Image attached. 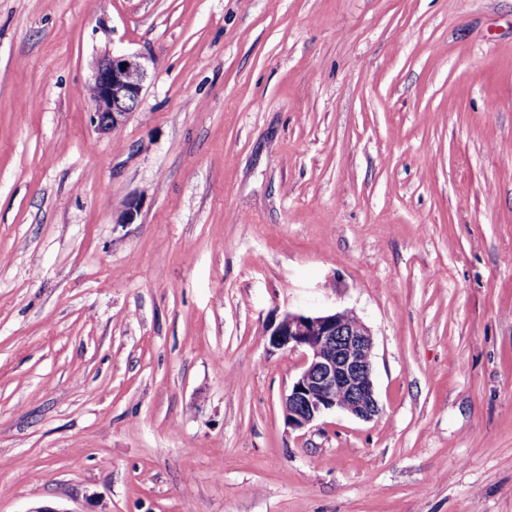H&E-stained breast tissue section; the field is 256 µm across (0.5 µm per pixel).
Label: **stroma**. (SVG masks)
<instances>
[{"mask_svg": "<svg viewBox=\"0 0 512 512\" xmlns=\"http://www.w3.org/2000/svg\"><path fill=\"white\" fill-rule=\"evenodd\" d=\"M109 51L151 64L102 134ZM289 311L368 327L379 416L288 428ZM41 505L512 512V0H0V512Z\"/></svg>", "mask_w": 512, "mask_h": 512, "instance_id": "obj_1", "label": "stroma"}]
</instances>
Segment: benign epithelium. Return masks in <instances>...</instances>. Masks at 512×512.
Returning a JSON list of instances; mask_svg holds the SVG:
<instances>
[{
  "label": "benign epithelium",
  "instance_id": "7a95c632",
  "mask_svg": "<svg viewBox=\"0 0 512 512\" xmlns=\"http://www.w3.org/2000/svg\"><path fill=\"white\" fill-rule=\"evenodd\" d=\"M149 61L139 54H107L93 68L91 118L97 131L124 124L140 101ZM269 345L299 351L304 366L283 400L288 427L305 429L330 412L369 421L380 414L373 382L370 330L347 313H286L270 331Z\"/></svg>",
  "mask_w": 512,
  "mask_h": 512
}]
</instances>
